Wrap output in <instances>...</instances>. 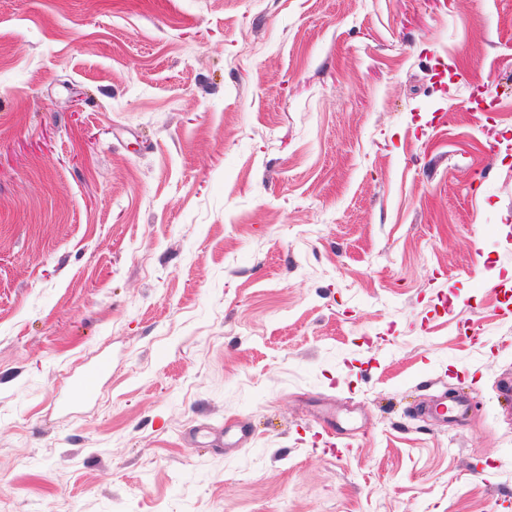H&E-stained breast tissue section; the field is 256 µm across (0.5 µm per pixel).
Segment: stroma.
Segmentation results:
<instances>
[{
	"label": "stroma",
	"mask_w": 512,
	"mask_h": 512,
	"mask_svg": "<svg viewBox=\"0 0 512 512\" xmlns=\"http://www.w3.org/2000/svg\"><path fill=\"white\" fill-rule=\"evenodd\" d=\"M510 380L512 0H0L13 512H512ZM107 369L106 361H99L86 369L78 378V390L84 397H91L95 394L100 377Z\"/></svg>",
	"instance_id": "stroma-1"
}]
</instances>
